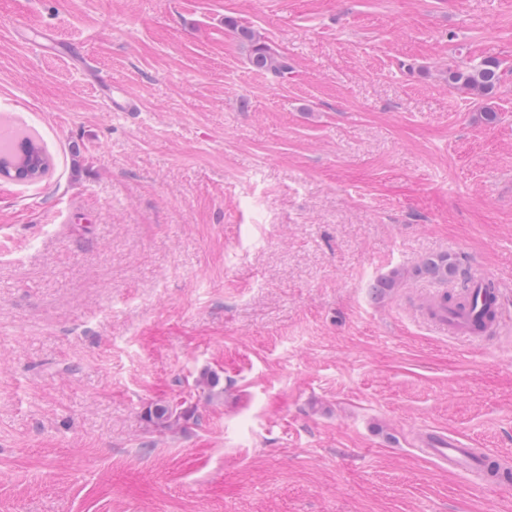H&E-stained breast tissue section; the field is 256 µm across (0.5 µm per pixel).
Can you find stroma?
<instances>
[{
  "label": "stroma",
  "instance_id": "1",
  "mask_svg": "<svg viewBox=\"0 0 512 512\" xmlns=\"http://www.w3.org/2000/svg\"><path fill=\"white\" fill-rule=\"evenodd\" d=\"M488 59L512 0H0V130L50 160L0 179V512H512L419 450L512 462V324L373 290L447 253L512 312V76L448 80ZM243 40H246L250 46V60L254 67L260 70H266L275 74H286L291 66L288 58L272 50L267 44L249 30H241ZM504 75L499 61L485 60L470 71H449L448 80L459 88L488 95L501 84ZM490 284L497 287L499 282L495 277L489 276L485 273H473L466 288L467 305L464 312H456L454 310L440 311L434 316L428 314L425 310L421 309L423 316L430 322L429 327L436 333L442 336H462L467 338L471 343L481 341L482 337L488 338L490 336L499 335L503 330L502 327V313L500 307V290L495 288L497 300L494 306V315L492 316V308L488 310L487 316L492 318H483L484 326L482 333L474 334L471 331V325L476 319L482 316L486 299L490 288ZM186 402L158 403L146 411V420L155 429L169 432L181 424L187 425L195 417L194 407L182 408Z\"/></svg>",
  "mask_w": 512,
  "mask_h": 512
}]
</instances>
